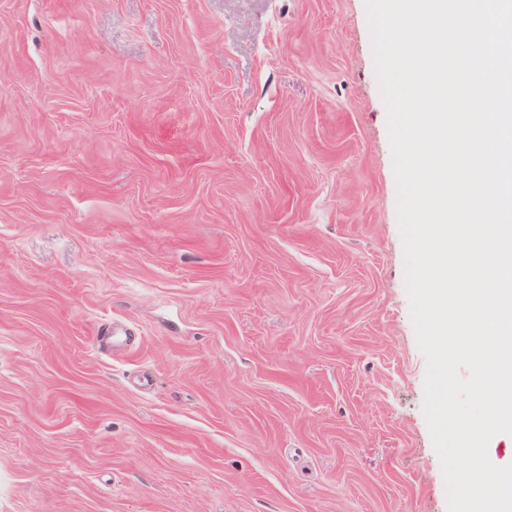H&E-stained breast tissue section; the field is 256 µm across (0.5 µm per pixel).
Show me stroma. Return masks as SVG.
Wrapping results in <instances>:
<instances>
[{"instance_id":"1","label":"stroma","mask_w":512,"mask_h":512,"mask_svg":"<svg viewBox=\"0 0 512 512\" xmlns=\"http://www.w3.org/2000/svg\"><path fill=\"white\" fill-rule=\"evenodd\" d=\"M364 0H0V512H448Z\"/></svg>"}]
</instances>
